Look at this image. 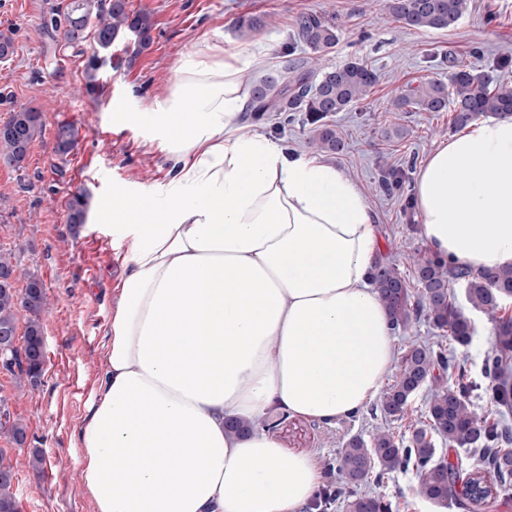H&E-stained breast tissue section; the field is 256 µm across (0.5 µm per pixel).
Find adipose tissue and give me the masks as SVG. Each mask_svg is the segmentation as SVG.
<instances>
[{
	"label": "adipose tissue",
	"mask_w": 512,
	"mask_h": 512,
	"mask_svg": "<svg viewBox=\"0 0 512 512\" xmlns=\"http://www.w3.org/2000/svg\"><path fill=\"white\" fill-rule=\"evenodd\" d=\"M264 64L216 45L184 58L163 103L138 115L175 160L166 191L97 207L129 249L76 432L94 512H304L324 471L264 420L351 417L396 356L362 190L244 126V74ZM414 202L430 253L511 269L512 115L436 145Z\"/></svg>",
	"instance_id": "1"
}]
</instances>
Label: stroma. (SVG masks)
Instances as JSON below:
<instances>
[{
    "label": "stroma",
    "mask_w": 512,
    "mask_h": 512,
    "mask_svg": "<svg viewBox=\"0 0 512 512\" xmlns=\"http://www.w3.org/2000/svg\"><path fill=\"white\" fill-rule=\"evenodd\" d=\"M69 0H0V35L11 37L14 53L0 61V124L18 107L42 112L45 130L31 146L22 168L0 161V250L9 252L23 276L15 283L24 291L28 279L40 280L51 305L41 315L45 339L44 371L37 384L17 385L0 368V393L9 398L11 419L23 423L27 437L17 444L9 427H0V452L17 467L15 483L20 512H94L80 488V454L75 429L84 419L102 375L101 351L112 316V288L123 273L116 259L128 245L113 240L103 222L90 219L80 228L67 222L66 203L74 192L92 201H108L114 190L150 187L164 191L171 163L160 146H146L147 125H129L118 112H147L162 100L181 60L203 42L224 49L261 51L267 69L277 72L289 58L296 19L316 13L339 25L336 45L322 53L325 68L351 60L366 62L378 82L369 98L346 112L332 114L345 149L331 161L363 190L380 228L381 253L412 277L407 260L426 242L415 210L405 209L412 197L415 173L441 140L455 135L446 112H400L394 99L426 80H447L448 58H469L482 48L485 58L512 53V0H470L467 14L444 30L404 26L382 0H127L134 12L154 21L152 42L139 56L122 37L112 47V63L100 74L96 95H79L91 42L62 43L52 17ZM259 17L263 27L251 38L239 37L241 19ZM78 130L69 154L55 148L58 124ZM249 130L293 149L308 147L309 125L294 120L276 130L274 116L247 118ZM405 174L403 193L384 194L377 187L381 166ZM457 303L478 329L465 346H447L477 388L489 380L483 359L491 348L494 324L467 302L463 288ZM425 392L413 397L405 415L385 421L368 407L358 416L327 425L309 418L288 417L273 433L289 452L313 454L320 463L334 461L344 437L371 439L376 427L394 435L407 433L425 411ZM43 451L41 471L28 462ZM412 470L389 474L379 490L392 512H458L419 498Z\"/></svg>",
    "instance_id": "1"
}]
</instances>
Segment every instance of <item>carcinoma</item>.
<instances>
[{
	"label": "carcinoma",
	"instance_id": "1",
	"mask_svg": "<svg viewBox=\"0 0 512 512\" xmlns=\"http://www.w3.org/2000/svg\"><path fill=\"white\" fill-rule=\"evenodd\" d=\"M385 7L403 24L416 29H448L468 12L470 0H433L429 7L414 8L408 0H386ZM81 17L100 33L101 56L85 62L84 92L93 95L99 88V73L109 51L121 35L134 37L142 51L150 44L153 21L147 14L131 15L125 0H71L63 22ZM336 27L316 13L298 17L293 35L300 53L276 73H266L253 83L251 112L257 119L265 113L300 112L311 125L310 144L317 151L336 155L345 143L328 123L334 112H343L369 97L377 82L376 72L366 63L350 61L334 69L319 67L321 53L334 47ZM394 108L417 112H451L457 126H465L484 113L512 114V93L494 85V78L475 64L448 55V82H424L396 98ZM21 130V138L1 139L0 157L20 168L30 145L44 130L42 113L27 107L14 111L9 119ZM404 178L393 168L380 172L378 188L385 194L402 190ZM88 198L82 192L68 202V223H85ZM409 259L414 269L415 286H410L397 265L378 260L371 282L386 304L395 330H407L421 317L440 335L433 339L411 340L398 359L394 379L382 391L377 408L384 418L403 416L413 396L427 388L424 420L397 437L378 428L367 442L359 435L348 437L336 458L340 484L322 489L313 508L325 512L339 500L346 501L348 512H392L391 502L379 493L360 487L383 475L413 469L416 494L423 500L446 506L454 504L462 512H488L512 478V432L506 416L512 413V316L503 313V303L512 298V270L493 273L475 271L466 265L413 252ZM464 288L472 306L494 321L492 347L485 358V375L490 379V410L479 415L470 400L473 385L464 370H458L452 384L441 381L438 372L450 368L442 350L447 339L460 346L471 340L473 325L455 303L451 285ZM49 297L41 281L28 282L23 295L13 285L0 281V349L13 354L6 368L16 383L34 382L44 366L45 344L40 315L48 308ZM29 312L22 347L14 345L18 308ZM448 442L450 449L479 451L485 462L472 469L465 482H459L462 460L445 462L436 458L434 437ZM15 466L0 453V512H19L14 492Z\"/></svg>",
	"mask_w": 512,
	"mask_h": 512
}]
</instances>
